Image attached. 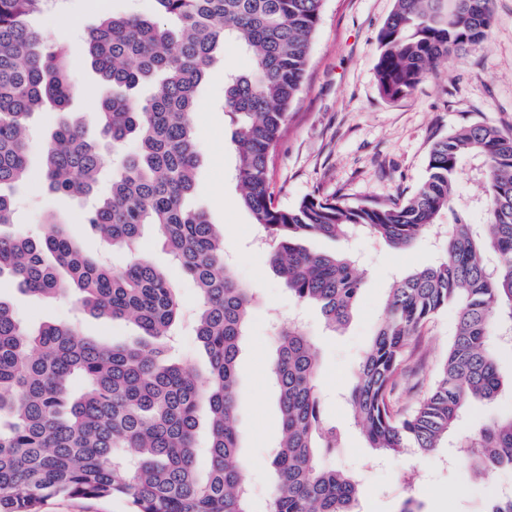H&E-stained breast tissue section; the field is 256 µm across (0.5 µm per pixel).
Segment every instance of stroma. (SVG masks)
Instances as JSON below:
<instances>
[{
	"label": "stroma",
	"instance_id": "1",
	"mask_svg": "<svg viewBox=\"0 0 512 512\" xmlns=\"http://www.w3.org/2000/svg\"><path fill=\"white\" fill-rule=\"evenodd\" d=\"M395 0H323L317 33L301 93L294 102L273 157L275 201L294 205L305 196H342L348 203H392L408 196L425 178L431 144L461 125L483 121L512 128V0H494L495 24L487 47L466 60L441 61L436 74L415 92L390 101L382 97L376 77L378 35ZM153 0H63L59 10L40 15L51 31L59 14L74 22L66 41L74 48L71 74L83 86L70 111L44 109L29 124L28 183L16 199L14 229L36 236L46 231V218L67 224L81 248L90 254L108 252L113 267H123L125 251L109 249L85 221L87 202L49 191L43 179L44 146L65 121H89L101 97L107 95L83 49L84 34L108 15L151 14ZM250 56L228 43L219 52L198 90V105L190 115L198 143L195 189L191 207L204 211L224 237V251L236 277L257 292L240 355L237 427L241 453L249 467L252 512H266L273 471L271 460L279 436L276 383L270 373L278 336L274 324L301 320L321 358L319 387L326 420L340 435L336 452L324 463L354 474L360 484L358 512H401L413 501L417 512H485L498 492L512 489V470L502 468L475 480L466 460L441 448L429 454L384 456L368 448L353 422L345 393L356 379L358 364L368 350L393 280L433 264L445 250V240L395 249L362 234L351 241L364 282L352 319L339 333L329 330L319 309L289 296L259 243L262 232L239 202L234 177L235 127L224 112V76L246 73ZM155 265L169 270L186 313L198 308L194 281L174 267L157 230H148L139 245ZM0 296L8 299L16 317L31 328L49 322L75 321L83 336L120 344L134 327L79 313L67 298L21 293L0 281ZM456 313L449 310L430 322L415 355L393 392L396 408L429 387L446 355ZM502 387L493 402H473L453 431L460 438L485 423L512 414V346L491 340Z\"/></svg>",
	"mask_w": 512,
	"mask_h": 512
}]
</instances>
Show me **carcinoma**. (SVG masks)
<instances>
[{
    "label": "carcinoma",
    "instance_id": "carcinoma-1",
    "mask_svg": "<svg viewBox=\"0 0 512 512\" xmlns=\"http://www.w3.org/2000/svg\"><path fill=\"white\" fill-rule=\"evenodd\" d=\"M53 2L0 0V279L25 292L68 296L94 315L135 324L138 333L110 346L81 337L72 323L30 329L0 297V512H39L57 496L125 499L134 512H250L234 415L255 292L236 280L224 239L205 213L186 205L198 161L189 115L226 41L254 62L252 73L227 76L224 85L240 203L263 229L289 294L317 305L329 327L348 322L363 277L350 253L312 252L302 239L366 232L406 248L448 213L444 257L394 280L348 392L369 447L383 455L430 452L473 401L497 396L502 382L487 340L512 337V129L478 121L435 140L426 178L402 203L348 205L311 194L279 206L270 163L301 91L322 0H154L151 16L114 14L83 43L112 88L92 123L114 149L130 134L139 143L119 158L109 195L86 216L112 247L133 254L117 269L86 254L52 219L41 236L1 231L13 225L31 116L45 107L66 112L77 95L68 46L45 40L38 27ZM493 17L492 0H395L378 36L380 93L407 97L441 59H464L487 46ZM140 85L152 93L129 95ZM44 158L47 188L57 194H92L104 168L101 146L83 122L60 125ZM464 158L477 163L487 185L484 224L470 223L452 192ZM148 224L162 231L175 265L199 289L194 331L210 360L203 381L172 355L182 303L169 273L136 254ZM488 252L497 255L492 273ZM450 308L454 335L436 380L408 409H394L392 392L423 329ZM270 372L281 441L268 512H357L354 477L320 463L338 438L323 416L318 354L300 325L280 331ZM203 421L210 443L201 468ZM459 451L478 477L512 468V416L460 440Z\"/></svg>",
    "mask_w": 512,
    "mask_h": 512
}]
</instances>
